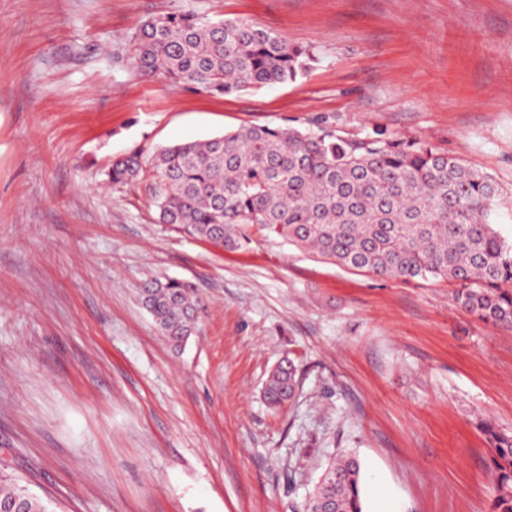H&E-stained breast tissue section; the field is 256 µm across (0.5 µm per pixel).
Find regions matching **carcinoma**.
Listing matches in <instances>:
<instances>
[{
	"label": "carcinoma",
	"mask_w": 512,
	"mask_h": 512,
	"mask_svg": "<svg viewBox=\"0 0 512 512\" xmlns=\"http://www.w3.org/2000/svg\"><path fill=\"white\" fill-rule=\"evenodd\" d=\"M133 46L145 76L214 95L293 81L314 60L309 49L250 20L191 13L148 19ZM146 170L159 219L186 236L219 239L226 250L277 236L347 269L446 279L467 313L512 328V242L493 222L500 191L488 175L427 142L252 125L164 147L148 161L130 153L112 163L109 176L129 184ZM139 297L173 346L192 334L197 300L189 284L151 280ZM296 374L292 359L288 371L275 368L265 401L290 402ZM478 427L491 450L492 512H512V432L483 418ZM14 509L50 512L0 473V512ZM304 512H363L358 461L347 453L333 460Z\"/></svg>",
	"instance_id": "cac0c4a2"
}]
</instances>
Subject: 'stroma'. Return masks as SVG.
Here are the masks:
<instances>
[{
  "instance_id": "obj_1",
  "label": "stroma",
  "mask_w": 512,
  "mask_h": 512,
  "mask_svg": "<svg viewBox=\"0 0 512 512\" xmlns=\"http://www.w3.org/2000/svg\"><path fill=\"white\" fill-rule=\"evenodd\" d=\"M171 13L248 19L315 60L239 94L178 88L131 58ZM248 124L431 143L492 177L512 239V0H0V471L52 512H303L348 450L365 512H491L477 419L512 432V329L442 279L183 236L149 181L107 177ZM164 277L200 298L178 350L138 296ZM287 359L288 372L276 367L270 375L263 392L265 401L273 407H281L290 402L295 393L298 369L293 359Z\"/></svg>"
}]
</instances>
